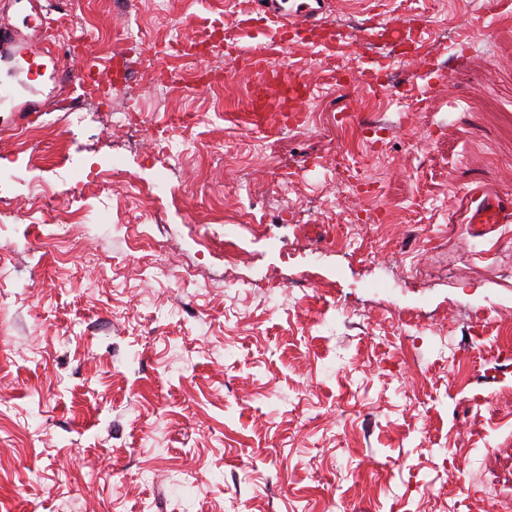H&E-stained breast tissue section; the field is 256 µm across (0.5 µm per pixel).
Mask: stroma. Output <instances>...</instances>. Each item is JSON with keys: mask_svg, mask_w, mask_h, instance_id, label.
<instances>
[{"mask_svg": "<svg viewBox=\"0 0 512 512\" xmlns=\"http://www.w3.org/2000/svg\"><path fill=\"white\" fill-rule=\"evenodd\" d=\"M77 19L43 0L85 54L107 62L115 33L151 56L136 94L139 148L98 125L70 132L53 108L55 58L30 81L0 48V167L21 195L50 183L88 196L83 223L53 239L42 219L0 223V512H489L512 500V223L467 224L466 190L512 199V0H435L447 26L413 34L432 65L413 76L381 44L384 94L364 78L337 87L319 32L272 56L311 85L303 120L251 123L254 77L230 59L222 85L191 89L196 61L163 53L251 0H78ZM403 0L360 10L338 0L332 23L376 26ZM471 50L441 54L448 42ZM422 114L401 112L400 100ZM385 132L365 137L368 112ZM52 133L28 166L13 151L35 117ZM191 145L172 173L161 223H140L124 183L98 189L123 155L132 181L161 175L158 131ZM377 175L370 193L336 197V157ZM112 212L101 221L102 207ZM232 242L241 260L224 261ZM164 254L171 275L156 279ZM251 283L250 292L239 282ZM455 337L454 353L441 349ZM248 483L236 484L241 472Z\"/></svg>", "mask_w": 512, "mask_h": 512, "instance_id": "stroma-1", "label": "stroma"}]
</instances>
